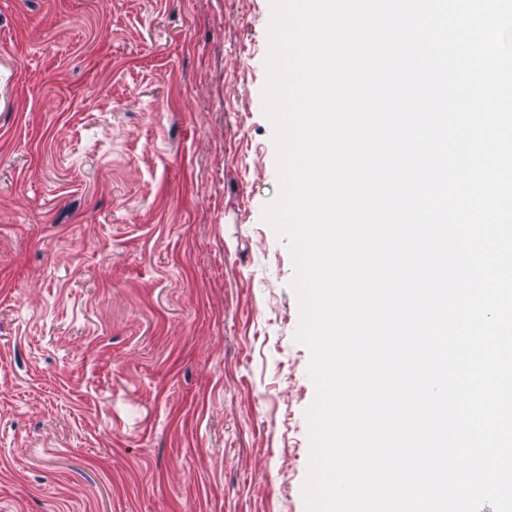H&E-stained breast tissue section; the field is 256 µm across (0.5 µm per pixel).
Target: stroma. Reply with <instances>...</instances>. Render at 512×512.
<instances>
[{
	"instance_id": "obj_1",
	"label": "stroma",
	"mask_w": 512,
	"mask_h": 512,
	"mask_svg": "<svg viewBox=\"0 0 512 512\" xmlns=\"http://www.w3.org/2000/svg\"><path fill=\"white\" fill-rule=\"evenodd\" d=\"M270 0H0V512H306Z\"/></svg>"
}]
</instances>
